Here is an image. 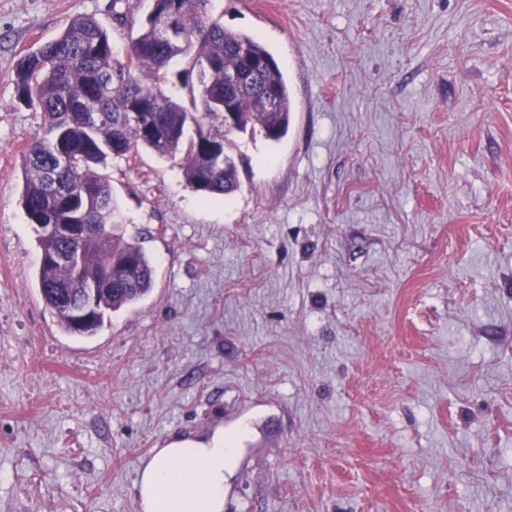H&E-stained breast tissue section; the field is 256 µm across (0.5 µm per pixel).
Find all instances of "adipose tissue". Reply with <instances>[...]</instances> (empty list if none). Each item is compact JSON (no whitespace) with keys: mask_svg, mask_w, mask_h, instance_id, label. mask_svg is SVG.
I'll list each match as a JSON object with an SVG mask.
<instances>
[{"mask_svg":"<svg viewBox=\"0 0 512 512\" xmlns=\"http://www.w3.org/2000/svg\"><path fill=\"white\" fill-rule=\"evenodd\" d=\"M234 455L220 427L152 449L138 468L139 512H224V483Z\"/></svg>","mask_w":512,"mask_h":512,"instance_id":"obj_1","label":"adipose tissue"}]
</instances>
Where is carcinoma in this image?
<instances>
[{
    "label": "carcinoma",
    "instance_id": "1",
    "mask_svg": "<svg viewBox=\"0 0 512 512\" xmlns=\"http://www.w3.org/2000/svg\"><path fill=\"white\" fill-rule=\"evenodd\" d=\"M210 0H153L125 53L117 55L107 30L93 17L68 19L54 38L22 55L15 65L18 100L40 114L38 131L22 153L21 204L29 223L55 224L39 232L37 282L63 333L88 337L105 318L127 309L151 290L155 266L139 241L127 237L112 186L101 170L112 160L129 162L138 150L161 159L180 158L187 185L201 196H228L240 188L234 160L224 150L233 131L259 128L278 141L290 125L291 99L274 55L255 36L224 27L209 13ZM113 20L134 26L135 0H112ZM182 68L171 71L174 60ZM178 80L185 98L169 90ZM148 108L154 130L126 119ZM234 122L224 123V109ZM64 148L69 163L55 169ZM55 174L63 191L50 190ZM69 224H110L112 232L75 236ZM78 254L79 275L97 281L112 270V286L97 294L91 320L80 329L71 311L80 298L74 268L57 256Z\"/></svg>",
    "mask_w": 512,
    "mask_h": 512
}]
</instances>
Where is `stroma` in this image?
<instances>
[{
    "mask_svg": "<svg viewBox=\"0 0 512 512\" xmlns=\"http://www.w3.org/2000/svg\"><path fill=\"white\" fill-rule=\"evenodd\" d=\"M281 65L241 186L106 175L156 263L89 337L41 299L20 53L112 0H0V512H137L138 466L223 426L224 512H512V0H211Z\"/></svg>",
    "mask_w": 512,
    "mask_h": 512,
    "instance_id": "1",
    "label": "stroma"
}]
</instances>
